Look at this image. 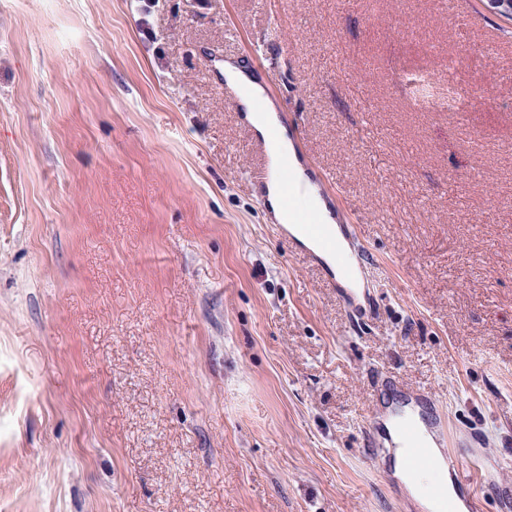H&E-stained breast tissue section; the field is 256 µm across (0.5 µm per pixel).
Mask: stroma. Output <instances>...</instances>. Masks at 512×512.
Returning <instances> with one entry per match:
<instances>
[{"label": "stroma", "instance_id": "obj_1", "mask_svg": "<svg viewBox=\"0 0 512 512\" xmlns=\"http://www.w3.org/2000/svg\"><path fill=\"white\" fill-rule=\"evenodd\" d=\"M0 0V512H419L379 380L512 489V47L466 0ZM257 51L356 225V318L274 230L214 70ZM485 87L416 108L396 73Z\"/></svg>", "mask_w": 512, "mask_h": 512}]
</instances>
